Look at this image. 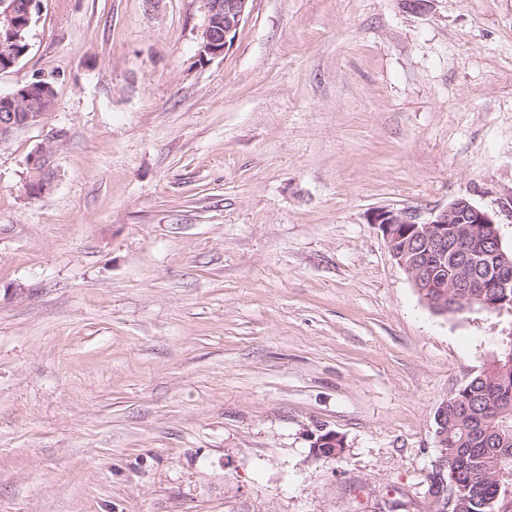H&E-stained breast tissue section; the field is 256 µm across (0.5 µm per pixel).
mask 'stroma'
<instances>
[{
  "label": "stroma",
  "instance_id": "1",
  "mask_svg": "<svg viewBox=\"0 0 512 512\" xmlns=\"http://www.w3.org/2000/svg\"><path fill=\"white\" fill-rule=\"evenodd\" d=\"M205 28L41 0L0 71L55 88L0 145V512H430L512 312L434 311L371 216L464 197L512 252V0H250L203 64Z\"/></svg>",
  "mask_w": 512,
  "mask_h": 512
}]
</instances>
